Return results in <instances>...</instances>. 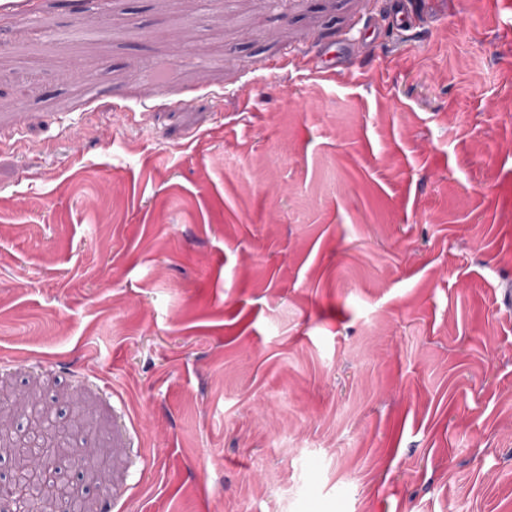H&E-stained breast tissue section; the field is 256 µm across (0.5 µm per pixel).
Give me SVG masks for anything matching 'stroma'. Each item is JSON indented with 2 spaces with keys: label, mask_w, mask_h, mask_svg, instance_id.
I'll return each mask as SVG.
<instances>
[{
  "label": "stroma",
  "mask_w": 512,
  "mask_h": 512,
  "mask_svg": "<svg viewBox=\"0 0 512 512\" xmlns=\"http://www.w3.org/2000/svg\"><path fill=\"white\" fill-rule=\"evenodd\" d=\"M413 2L0 0V389L92 512H512V0Z\"/></svg>",
  "instance_id": "stroma-1"
}]
</instances>
